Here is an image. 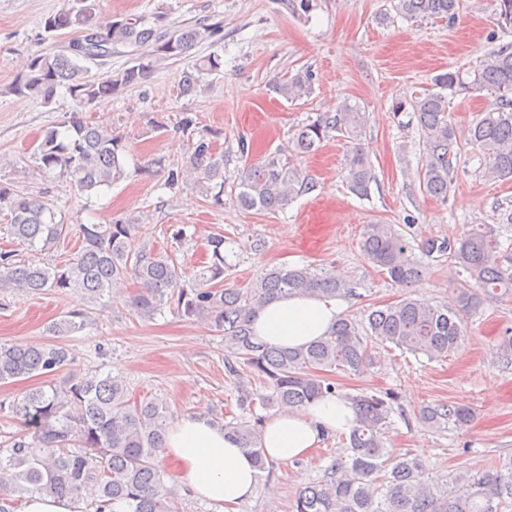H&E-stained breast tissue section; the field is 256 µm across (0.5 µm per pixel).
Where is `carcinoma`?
I'll return each instance as SVG.
<instances>
[{"label":"carcinoma","mask_w":512,"mask_h":512,"mask_svg":"<svg viewBox=\"0 0 512 512\" xmlns=\"http://www.w3.org/2000/svg\"><path fill=\"white\" fill-rule=\"evenodd\" d=\"M392 9L409 20L446 19L452 23L459 0H390ZM98 0H66L59 11L44 18L49 36L75 29L81 37L60 50L37 51L26 61L22 79L9 92L48 104L60 87L77 106L112 99L139 84L163 61L180 58L195 46L218 35L220 23L185 24L162 32L155 26L115 21L97 30ZM497 24L512 30V0H496ZM122 48L138 53L135 64L103 77L90 74L89 64L103 61ZM223 58L213 51L182 74L180 93L192 94L202 75L221 70ZM274 90L294 101L310 96V71L285 78ZM486 91L494 103L479 114L466 131L448 123V97H468ZM421 131L426 165L424 192L448 201L453 167L452 146L462 135L479 149L488 173L512 180V42L496 45L473 71L448 70L436 75L431 90L412 101ZM367 123L357 104L343 102L334 112L295 129L293 152L318 151L324 142L344 137L357 143ZM179 128L187 136L185 167L195 175L196 187L217 208L224 207V152L217 150L221 132L198 129L185 116ZM126 140L103 121H87L74 113L65 130L43 132L33 152L36 168L64 178L81 193L91 194L127 178ZM350 190L366 196L375 173L368 154L357 145L345 167ZM234 201L245 209L275 213L286 209L295 195L312 189L291 160L271 153L246 165ZM0 212L6 232L28 250L47 251L71 231L56 220L41 198L0 183ZM135 217L109 224H80L82 247L63 265L28 260L13 251L0 253V296L18 291L80 292L91 301L114 288L133 285L131 308L150 320L167 306L189 319L211 323L224 337L231 358L225 370L236 390L242 416L223 424L224 431L252 457L264 473L273 466L263 453L261 432L266 417L255 407L300 410L316 399L336 393V386L314 374L338 369L358 372L370 360L372 345L392 344L434 361L449 357L465 340L461 313L480 307L482 296L512 297V252L504 249L491 224L472 228L455 241L430 238L419 249L392 224H368L360 250L368 263L400 288L418 283L425 259L448 255L466 273L451 301L432 304L410 294L375 309L361 321L341 317L331 332L295 349L263 342L252 330V318L272 301L292 295L338 298L352 292L332 273L309 266L264 269L250 287H224V235L207 241V260L196 274L197 284L180 285L181 274L172 256L141 240ZM87 325V314L71 311L52 322L54 336H69ZM496 355L512 364V332L496 344ZM71 362L59 343L10 346L0 343V385L34 375H57ZM356 412L347 456L334 460L323 477L301 486L292 512H506L512 508V458L480 474L460 472L449 479L432 475L429 466L408 453L387 447L386 429L394 413L392 392L348 396ZM0 415L20 421L26 431L0 448V512H18L36 494L80 502L82 491L95 484L99 497L94 512H176L175 485L167 484L162 466L163 441L169 409L163 400L133 399L120 376L70 373L62 382L31 388L19 396L0 397ZM472 407L462 403H433L419 413L431 428L463 429L473 420Z\"/></svg>","instance_id":"1"}]
</instances>
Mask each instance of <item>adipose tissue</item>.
Here are the masks:
<instances>
[{
	"label": "adipose tissue",
	"mask_w": 512,
	"mask_h": 512,
	"mask_svg": "<svg viewBox=\"0 0 512 512\" xmlns=\"http://www.w3.org/2000/svg\"><path fill=\"white\" fill-rule=\"evenodd\" d=\"M344 309L338 298L291 296L259 311L253 327L268 344L296 348L327 334ZM353 420L354 410L346 399L327 395L306 409H285L270 417L262 446L270 460L286 464L306 456L323 435L349 432ZM164 454L176 463L180 480L221 512H235L256 487L251 457L205 419L187 416L176 421L167 433Z\"/></svg>",
	"instance_id": "adipose-tissue-1"
}]
</instances>
